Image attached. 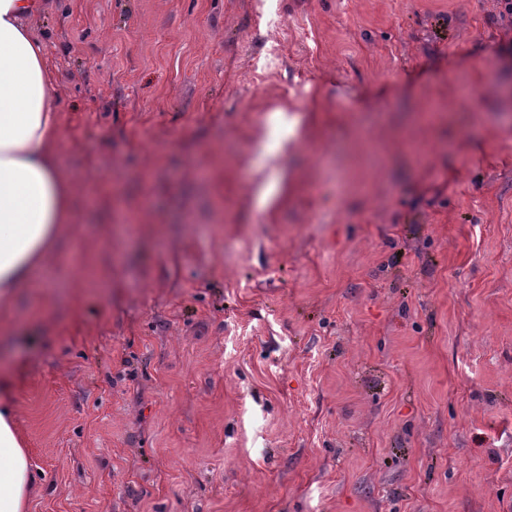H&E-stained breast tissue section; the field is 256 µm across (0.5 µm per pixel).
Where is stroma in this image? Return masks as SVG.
Here are the masks:
<instances>
[{"label": "stroma", "instance_id": "obj_1", "mask_svg": "<svg viewBox=\"0 0 512 512\" xmlns=\"http://www.w3.org/2000/svg\"><path fill=\"white\" fill-rule=\"evenodd\" d=\"M41 2L76 226L0 312L28 512H512L494 0Z\"/></svg>", "mask_w": 512, "mask_h": 512}]
</instances>
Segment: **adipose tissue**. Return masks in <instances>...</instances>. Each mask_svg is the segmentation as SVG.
Masks as SVG:
<instances>
[{"label": "adipose tissue", "mask_w": 512, "mask_h": 512, "mask_svg": "<svg viewBox=\"0 0 512 512\" xmlns=\"http://www.w3.org/2000/svg\"><path fill=\"white\" fill-rule=\"evenodd\" d=\"M39 0H0V305L33 282L73 223L71 183L53 147L61 133L55 80L28 20ZM36 478L17 429L10 375L0 376V512H26Z\"/></svg>", "instance_id": "adipose-tissue-1"}]
</instances>
